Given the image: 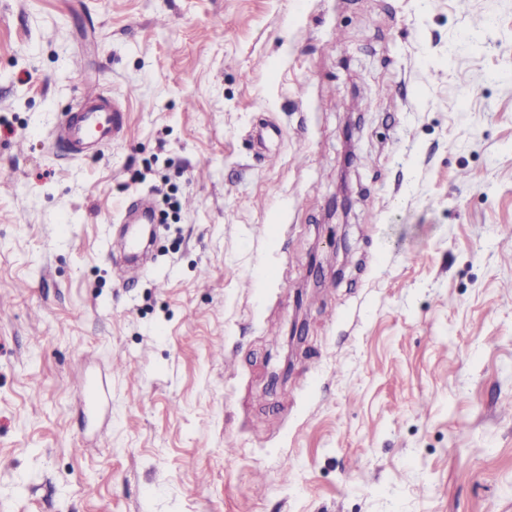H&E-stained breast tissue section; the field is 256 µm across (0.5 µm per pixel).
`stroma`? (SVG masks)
<instances>
[{
	"mask_svg": "<svg viewBox=\"0 0 512 512\" xmlns=\"http://www.w3.org/2000/svg\"><path fill=\"white\" fill-rule=\"evenodd\" d=\"M0 512H512V0H0ZM123 103L102 92L89 91L71 107L65 123L56 131L57 139L67 143L71 153L82 155L118 140L123 133Z\"/></svg>",
	"mask_w": 512,
	"mask_h": 512,
	"instance_id": "35a3bbf8",
	"label": "stroma"
}]
</instances>
